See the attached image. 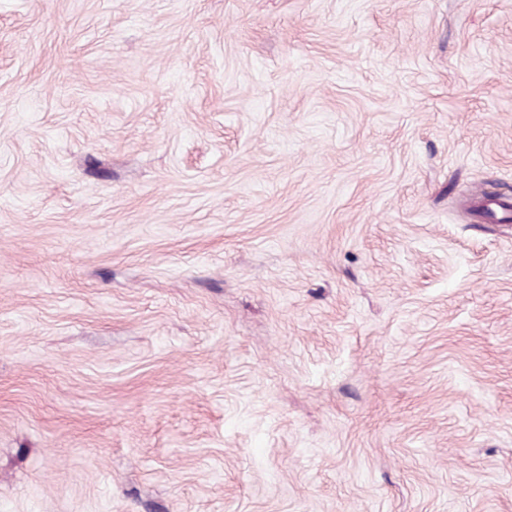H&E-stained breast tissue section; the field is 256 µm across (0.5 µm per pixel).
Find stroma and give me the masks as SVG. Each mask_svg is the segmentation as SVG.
I'll list each match as a JSON object with an SVG mask.
<instances>
[{
  "mask_svg": "<svg viewBox=\"0 0 512 512\" xmlns=\"http://www.w3.org/2000/svg\"><path fill=\"white\" fill-rule=\"evenodd\" d=\"M512 0H0V512H512Z\"/></svg>",
  "mask_w": 512,
  "mask_h": 512,
  "instance_id": "35a3bbf8",
  "label": "stroma"
}]
</instances>
